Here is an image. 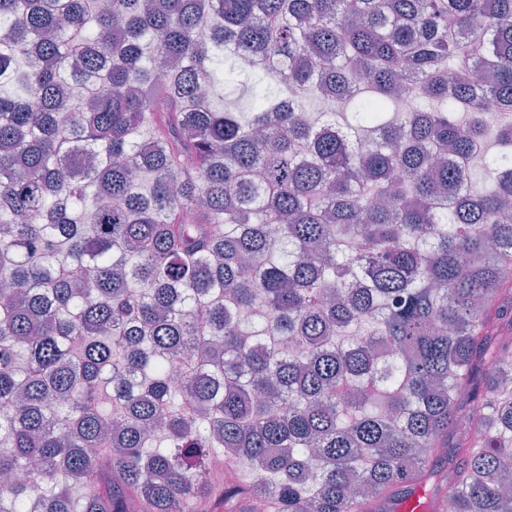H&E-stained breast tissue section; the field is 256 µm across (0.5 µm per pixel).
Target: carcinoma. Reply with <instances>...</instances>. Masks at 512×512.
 <instances>
[{
	"label": "carcinoma",
	"instance_id": "carcinoma-1",
	"mask_svg": "<svg viewBox=\"0 0 512 512\" xmlns=\"http://www.w3.org/2000/svg\"><path fill=\"white\" fill-rule=\"evenodd\" d=\"M510 112L512 0H0V512H512Z\"/></svg>",
	"mask_w": 512,
	"mask_h": 512
}]
</instances>
